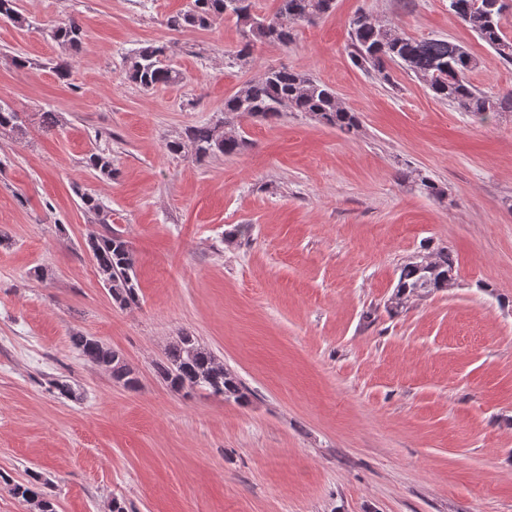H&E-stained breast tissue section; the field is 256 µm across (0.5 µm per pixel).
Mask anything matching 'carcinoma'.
I'll return each instance as SVG.
<instances>
[{"label": "carcinoma", "mask_w": 512, "mask_h": 512, "mask_svg": "<svg viewBox=\"0 0 512 512\" xmlns=\"http://www.w3.org/2000/svg\"><path fill=\"white\" fill-rule=\"evenodd\" d=\"M334 7L335 0H281L279 11L266 17L253 11L252 0H191L186 10L170 17L169 26L208 29L216 20L232 17L242 28L244 39L236 58L244 60L259 43L288 46L294 40L296 26L330 15ZM448 11L474 31L504 62L512 63V38L502 29L503 0H448ZM0 16L19 26L25 22L18 11L17 0H0ZM51 33L54 41L65 50L77 51L82 45L81 27L74 17L55 22ZM350 39L356 65L374 72L384 84L392 83L388 64L395 63L414 74L435 97L454 104L478 121L485 122L499 112H512V92L492 97L472 85L469 73L476 68V59L457 43L444 38L418 40L402 36L392 27L373 21L363 13L351 20ZM125 78L144 88H154L178 83L181 74L168 63L167 47L151 44L128 57ZM288 112H304L347 134L360 129L358 114L342 105L332 87L305 73L280 67L264 70L224 99V127L191 126L185 137L199 159L218 154L231 157L249 146L235 126L239 117L273 122ZM23 129L19 114L0 105V131L21 133ZM85 163L104 178L110 179L115 174L112 154L104 150L88 153ZM399 178L418 186L432 198L442 200L445 197L443 187L420 172L402 170ZM81 202L99 223H108V215L99 198L84 193ZM90 250L97 274L112 299L123 306L137 302L136 259L122 235L111 231L99 236L90 242ZM454 268V259L446 247L414 257L400 271L390 297L389 312L397 315L407 309L410 299L452 287ZM70 343L80 356L107 371L114 382L129 390L139 386L136 370L101 340L74 333ZM158 373L173 391L186 396L201 388L239 404L248 401L241 381L193 336H180L169 346L165 361L158 366ZM13 493L30 504L35 512H57L54 500L44 492L37 473L30 474L26 482L14 485Z\"/></svg>", "instance_id": "1"}]
</instances>
